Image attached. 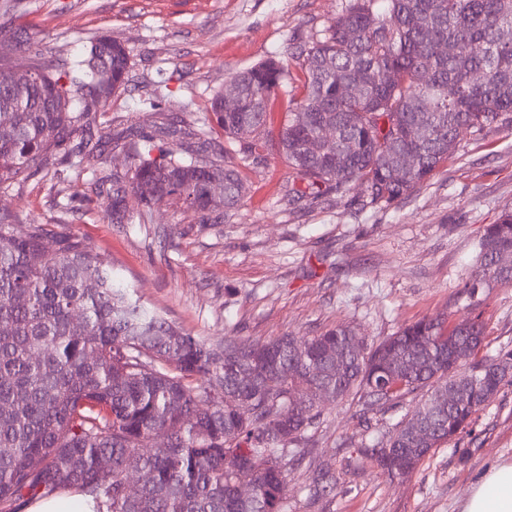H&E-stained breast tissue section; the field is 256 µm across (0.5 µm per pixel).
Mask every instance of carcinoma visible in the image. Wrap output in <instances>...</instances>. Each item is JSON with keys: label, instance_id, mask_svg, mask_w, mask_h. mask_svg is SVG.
I'll return each mask as SVG.
<instances>
[{"label": "carcinoma", "instance_id": "1", "mask_svg": "<svg viewBox=\"0 0 512 512\" xmlns=\"http://www.w3.org/2000/svg\"><path fill=\"white\" fill-rule=\"evenodd\" d=\"M373 2L345 0L299 51V93L276 149L304 183L302 196L357 184L371 203H390L423 186L460 132L512 127V0H386L382 12ZM27 50L23 32L0 27V186L62 161L79 170L122 145L132 150L131 174L112 175L110 185L100 178L112 223L129 202L146 208L159 194L202 218L239 206L247 187L238 168L189 146L156 145L177 128L112 143L96 135L97 113L72 108L88 95L105 105L125 85L124 45L94 36L56 73L34 55L35 75L19 85L11 59ZM290 78L286 53L234 74L238 103L215 92L193 135L260 134ZM327 128L323 152L306 153ZM407 153L419 164L401 174ZM211 172L224 179L216 201L204 191ZM504 252L512 254L509 207L485 229L471 287L512 283ZM484 340L478 319L423 318L372 345L347 326L303 340L209 342L132 299L83 237L51 224L17 234L13 214L0 211V512L64 488L92 497L96 512H290L288 476L309 453L325 396L389 409L414 397L389 434L364 445L388 476H407L512 381L511 351L473 361ZM162 429L166 444L146 447ZM139 473L149 479L131 497L124 485ZM243 480L247 496L236 491ZM335 485L319 467L306 488L324 494Z\"/></svg>", "mask_w": 512, "mask_h": 512}]
</instances>
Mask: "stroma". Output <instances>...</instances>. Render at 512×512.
Here are the masks:
<instances>
[{"label":"stroma","mask_w":512,"mask_h":512,"mask_svg":"<svg viewBox=\"0 0 512 512\" xmlns=\"http://www.w3.org/2000/svg\"><path fill=\"white\" fill-rule=\"evenodd\" d=\"M345 0H0V25L25 31L29 54L76 59L88 37L105 34L130 52L128 80L98 111L105 133L122 138L163 123L198 126V107L231 76L319 34ZM158 99L149 107V99ZM279 95L263 135H212L216 163L238 165L248 193L233 211L206 217L153 203L116 224L99 179L129 172L115 150L74 174L67 163L47 176L0 188V210L27 224H62L112 261L114 273L150 311L208 341L311 336L339 325L376 341L420 318L455 324L480 318L481 356L512 350V284L470 288L480 239L512 206V131L464 134L457 151L423 186L387 205L344 196L292 201L301 182L268 142L287 109ZM310 442L313 461L336 476L335 492L310 499L305 466L289 476L291 512H459L473 479L512 456V383H504L471 423L411 474L390 479L359 452L392 429L396 410L359 414L349 401H324Z\"/></svg>","instance_id":"35a3bbf8"}]
</instances>
